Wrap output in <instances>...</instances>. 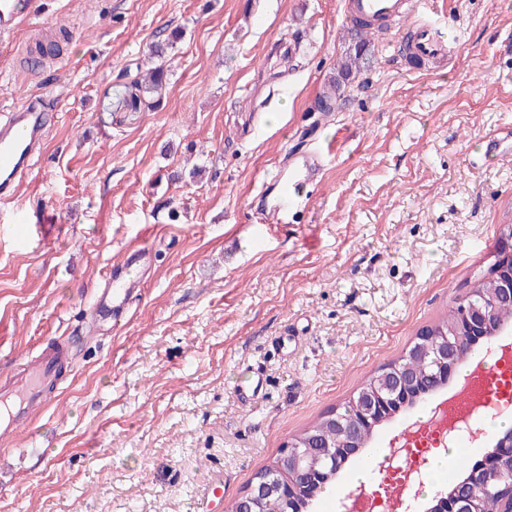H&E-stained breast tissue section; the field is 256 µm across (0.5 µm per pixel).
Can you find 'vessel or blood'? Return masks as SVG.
I'll return each instance as SVG.
<instances>
[{
  "mask_svg": "<svg viewBox=\"0 0 512 512\" xmlns=\"http://www.w3.org/2000/svg\"><path fill=\"white\" fill-rule=\"evenodd\" d=\"M40 8L39 0H0V37L11 36ZM352 13L364 17H393L414 12V0H350ZM410 52L418 59L442 60L448 49L437 36L434 22L420 20L413 26ZM51 126L48 112L35 101L0 117V202L13 201L19 181L31 170V161ZM323 171L318 153L303 155L296 162L271 206L282 215L297 214L302 207L301 192L317 183ZM136 286L133 278L110 281L97 295L95 310L101 319L121 317ZM66 358L62 350H43L22 374L0 384V425L12 428L27 421L31 412L48 404L49 385L56 378L59 363Z\"/></svg>",
  "mask_w": 512,
  "mask_h": 512,
  "instance_id": "b4317fda",
  "label": "vessel or blood"
}]
</instances>
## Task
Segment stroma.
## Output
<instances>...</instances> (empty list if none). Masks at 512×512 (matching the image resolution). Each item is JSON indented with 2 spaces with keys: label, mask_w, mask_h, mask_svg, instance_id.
<instances>
[{
  "label": "stroma",
  "mask_w": 512,
  "mask_h": 512,
  "mask_svg": "<svg viewBox=\"0 0 512 512\" xmlns=\"http://www.w3.org/2000/svg\"><path fill=\"white\" fill-rule=\"evenodd\" d=\"M0 40V113L52 126L0 206V381L50 343L48 407L0 429V512H231L254 474L467 297L512 224V0H446L445 62L345 0H44ZM165 91L121 103L153 45ZM331 146L293 222L261 212ZM147 246L120 324L93 305ZM357 43L354 46L353 52H349L337 64L336 77L334 82L330 83L329 89L323 91L318 97L316 103L321 106L322 112H333L340 106L341 96L343 95L344 87L360 74L363 70V60L369 50L371 43L370 35L373 33L364 31L365 28L370 27L369 24L364 22H355ZM339 100V103H338Z\"/></svg>",
  "instance_id": "obj_1"
}]
</instances>
